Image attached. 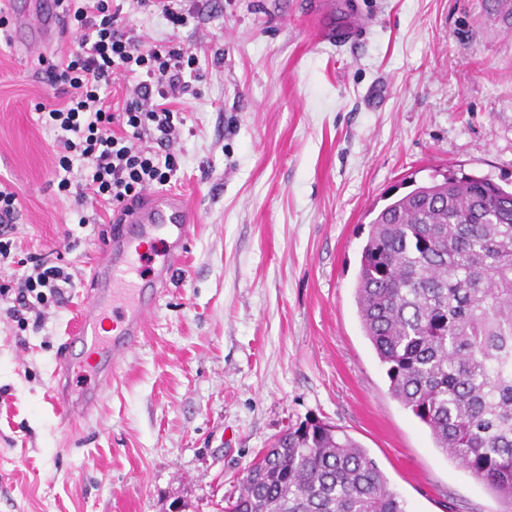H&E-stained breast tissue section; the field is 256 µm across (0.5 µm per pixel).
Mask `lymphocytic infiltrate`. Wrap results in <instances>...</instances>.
<instances>
[{
	"mask_svg": "<svg viewBox=\"0 0 512 512\" xmlns=\"http://www.w3.org/2000/svg\"><path fill=\"white\" fill-rule=\"evenodd\" d=\"M78 35V47L48 62L46 77L60 87L63 101L38 103L42 124L53 128L57 190L103 200L125 211L150 186L162 185L178 170L171 144L183 124L173 103L196 77V56L168 42L149 46L127 28L122 6L112 0H55ZM128 80L122 107L109 96L114 74ZM17 195L0 189V268L22 267L25 275L0 279V303L18 327L42 321L49 307L64 301L74 284L66 268L46 257L19 256L10 237Z\"/></svg>",
	"mask_w": 512,
	"mask_h": 512,
	"instance_id": "obj_1",
	"label": "lymphocytic infiltrate"
}]
</instances>
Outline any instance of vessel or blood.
Segmentation results:
<instances>
[{
	"mask_svg": "<svg viewBox=\"0 0 512 512\" xmlns=\"http://www.w3.org/2000/svg\"><path fill=\"white\" fill-rule=\"evenodd\" d=\"M61 30L56 9L42 0L32 7L27 0H14L12 34L21 43L42 45L57 39ZM126 230L104 238L91 269L94 291L88 312L72 336L62 343L52 377L51 394L65 422L88 420L100 402L96 387L83 390L70 382L75 367L89 364L97 384L112 373L137 345L153 307L156 291L165 287L181 266L194 217L181 196L149 193L141 205L122 217ZM160 244L162 263L152 281H141L124 305H117L115 286L127 282L132 259L140 255L144 239Z\"/></svg>",
	"mask_w": 512,
	"mask_h": 512,
	"instance_id": "b4317fda",
	"label": "vessel or blood"
}]
</instances>
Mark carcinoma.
<instances>
[{
	"label": "carcinoma",
	"mask_w": 512,
	"mask_h": 512,
	"mask_svg": "<svg viewBox=\"0 0 512 512\" xmlns=\"http://www.w3.org/2000/svg\"><path fill=\"white\" fill-rule=\"evenodd\" d=\"M355 302L391 395L512 512V192L449 174L369 224ZM220 512H407L363 446L323 420L257 454Z\"/></svg>",
	"instance_id": "obj_1"
}]
</instances>
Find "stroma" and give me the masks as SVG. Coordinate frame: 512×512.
<instances>
[{"instance_id": "stroma-1", "label": "stroma", "mask_w": 512, "mask_h": 512, "mask_svg": "<svg viewBox=\"0 0 512 512\" xmlns=\"http://www.w3.org/2000/svg\"><path fill=\"white\" fill-rule=\"evenodd\" d=\"M315 2L211 0L178 29L124 7L146 44L198 58L162 187L197 221L140 342L74 429L48 390L112 212L59 195L55 135L37 121L55 93L42 61L75 48L74 31L37 53L0 38L14 241L75 281L41 325L0 316V512H215L257 452L310 417L357 440L408 512H501L391 395L355 284L369 223L407 181L466 173L512 189V24L488 0ZM357 15L361 42L323 38Z\"/></svg>"}]
</instances>
